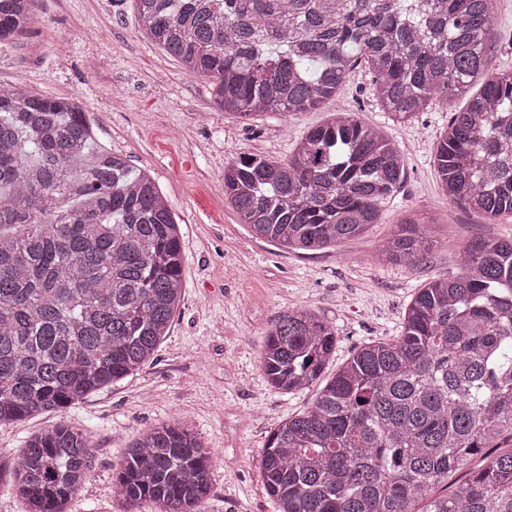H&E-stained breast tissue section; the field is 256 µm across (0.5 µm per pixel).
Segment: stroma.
I'll return each instance as SVG.
<instances>
[{"mask_svg":"<svg viewBox=\"0 0 512 512\" xmlns=\"http://www.w3.org/2000/svg\"><path fill=\"white\" fill-rule=\"evenodd\" d=\"M34 14L26 35L0 45V84L78 99L99 146L151 171L181 227L183 290L153 361L67 409L0 426V454L19 455L32 434L62 420L83 428L92 463L76 512H126L112 495L115 467L141 430L179 420L213 453L205 512H277L260 454L315 392L268 385L260 363L267 331L290 310H313L336 329L335 364L324 372L332 377L365 343L398 336L416 288L459 275L465 245L512 239V218L490 224L449 206L433 162L447 109L436 102L411 123L394 122L372 95L365 62L318 108L243 122L216 110L210 80L187 75L148 39L131 0H34ZM488 55L492 68L512 70V0H500ZM337 110L379 127L407 160L380 223L314 251L252 237L224 197L225 163L239 154L284 160ZM401 223L418 224L429 242L411 267L378 256Z\"/></svg>","mask_w":512,"mask_h":512,"instance_id":"stroma-1","label":"stroma"}]
</instances>
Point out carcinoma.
<instances>
[{"label":"carcinoma","instance_id":"obj_1","mask_svg":"<svg viewBox=\"0 0 512 512\" xmlns=\"http://www.w3.org/2000/svg\"><path fill=\"white\" fill-rule=\"evenodd\" d=\"M33 0H0V42L32 23ZM138 25L184 70L213 84L216 108L252 121L306 112L364 59L397 122L435 100L450 111L434 156L452 207L512 216V71L487 49L496 0H132ZM461 109L456 100L475 83ZM82 105L0 88V426L61 411L153 358L183 289L179 224L152 175L93 150ZM407 175L379 128L337 112L283 162L240 155L224 197L266 241L317 249L362 233ZM414 226L382 245L412 265ZM462 272L411 299L401 334L361 346L311 407L268 436L262 482L279 512H512V450L452 494L434 489L512 438V240L461 250ZM336 330L312 310L279 317L261 365L287 393L316 385ZM88 433L63 421L0 456L25 512H74L90 472ZM212 456L185 423L140 432L112 478L134 508L204 512Z\"/></svg>","mask_w":512,"mask_h":512}]
</instances>
